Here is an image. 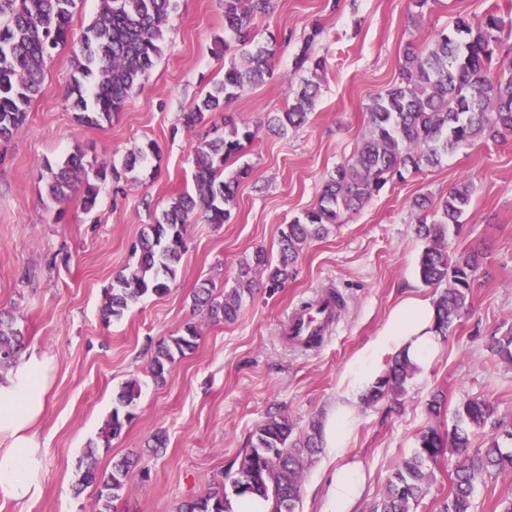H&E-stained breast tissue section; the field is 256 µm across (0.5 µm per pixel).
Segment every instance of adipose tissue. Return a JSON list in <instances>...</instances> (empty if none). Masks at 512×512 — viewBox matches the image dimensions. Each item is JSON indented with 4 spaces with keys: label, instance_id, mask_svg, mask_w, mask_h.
Segmentation results:
<instances>
[{
    "label": "adipose tissue",
    "instance_id": "adipose-tissue-1",
    "mask_svg": "<svg viewBox=\"0 0 512 512\" xmlns=\"http://www.w3.org/2000/svg\"><path fill=\"white\" fill-rule=\"evenodd\" d=\"M431 299L409 297L391 312L383 329L354 363L351 389L334 408L326 425V445L342 448L357 423L351 402L373 382L374 363L383 352L403 353L419 368L433 360L441 341L434 331ZM51 384L50 361L31 353L0 380V496L13 501L40 492L42 457L36 426L44 412ZM364 491L361 471L352 465L332 476L326 512H356Z\"/></svg>",
    "mask_w": 512,
    "mask_h": 512
}]
</instances>
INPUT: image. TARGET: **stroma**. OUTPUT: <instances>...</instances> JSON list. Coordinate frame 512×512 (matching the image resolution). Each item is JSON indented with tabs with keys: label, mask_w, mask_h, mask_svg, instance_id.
<instances>
[{
	"label": "stroma",
	"mask_w": 512,
	"mask_h": 512,
	"mask_svg": "<svg viewBox=\"0 0 512 512\" xmlns=\"http://www.w3.org/2000/svg\"><path fill=\"white\" fill-rule=\"evenodd\" d=\"M495 4L512 13V0H436L422 18L413 0H278L275 14L256 22L258 40L278 39L271 76L192 131L181 126V113L241 58L235 47L220 57L211 52L224 32L221 0H177L156 66L100 128L80 125L70 108L72 45L54 51L23 129L0 141V310L17 313L28 351L53 359L40 424V493L27 503L0 498V512H92L95 487L74 492L77 464L130 379L142 386L136 417L111 448L98 449L96 464L103 472L115 459L138 455L149 475L133 478L115 512H176L181 501L205 494L240 462L270 409L281 408L302 429L326 417L345 399L355 360L398 302L436 298L418 276L425 243L415 233L412 202L439 197L464 178L476 192L448 249L484 255L471 309L409 382L401 405L355 403L358 423L340 454L322 448L306 469L297 512H324L329 479L347 463L358 464L365 479L357 512H372L417 434L430 424L451 426L466 399H486L499 418L512 421V365L486 349L492 332L512 319V141L475 142L436 168L387 185L344 224L310 241L278 293L256 286L234 321L214 323L192 309L202 282L223 296L240 260L259 248L276 255L281 229L315 204L325 177L366 133L367 106L395 80L404 44L429 41L457 14ZM315 25L324 30L314 53L325 57L326 77L305 124L283 136L259 132L224 170H251L239 182L229 220L188 224L170 292L145 296L121 318L103 321L106 293L114 275L133 264L131 248L143 226L155 223L177 193L193 191L198 144L223 134L225 117L255 123L287 108L298 86L297 48ZM151 143L157 155L127 174L122 192L105 186L93 211L84 210L80 194L58 201L47 192L46 164L74 145L88 158L119 165ZM327 288L342 292L344 313L319 348L292 347L285 325L303 300ZM188 323L199 331L196 350L156 384L148 369L156 344ZM436 393L443 403L433 417L426 403ZM157 432L168 445L154 454L147 442Z\"/></svg>",
	"instance_id": "obj_1"
}]
</instances>
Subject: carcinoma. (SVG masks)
<instances>
[{"label": "carcinoma", "instance_id": "cac0c4a2", "mask_svg": "<svg viewBox=\"0 0 512 512\" xmlns=\"http://www.w3.org/2000/svg\"><path fill=\"white\" fill-rule=\"evenodd\" d=\"M77 0H0V140L13 138L26 122L28 111L41 93L52 51L72 36L71 22ZM276 0H224V34L214 37L212 53L222 55L234 42L243 49L242 61L224 68L223 80L181 115L191 130L208 123L224 104L262 84L270 76L277 40H255V20L273 14ZM175 0H98L97 11L83 30L74 52L70 107L79 123L101 127L112 122L162 52ZM322 29L313 26L294 58V71L304 73L294 102L275 112L263 125L227 124L224 136L198 146L194 159L195 192L173 198L154 224L140 233L132 252L136 262L119 273L108 291L102 315L119 319L146 295L167 294L176 280L184 251V234L200 216L222 224L236 205L238 180H224V163L251 143L261 127L284 135L301 126L314 106L325 62L312 53ZM512 37V20L493 6L480 14L459 16L451 30L443 29L424 45L409 42L400 56L394 83L372 99L369 128L352 157L336 166L323 181L317 201L302 217L281 231L277 260L257 250L239 261L234 285L219 299L214 289L201 285L193 292V307L213 322L231 321L245 297L252 295L256 277L274 294L292 277L294 264L305 245L328 234L361 210L389 182L421 173L441 164L448 154L475 142L512 139V71L493 69L496 53ZM145 159L139 150L117 167L88 161L80 147L56 166H48V190L63 198L82 189L84 208H95L102 185L120 182ZM96 168V182L86 178ZM474 186L465 179L437 199H414L417 233L425 241L418 261L421 282L440 289L435 304V332L447 336L468 311L474 276L481 264L477 252L448 254V238L458 233L469 211ZM488 351L512 364V321L498 328ZM198 330L187 324L182 332L161 340L151 357L149 372L158 383L170 374L176 359L197 347ZM24 336L9 312L0 313V378L19 363ZM419 368L396 355L363 396V404L385 399L400 403L406 385ZM141 389L125 382L106 418L98 442L80 459L79 485L97 488V512H112L132 475L126 457L112 463V471L98 472L96 448H109L134 417ZM480 449L470 453L477 437ZM323 425L312 420L296 434V423L281 411L268 413L253 430L230 482H221L205 495L182 502L177 512H232V498L258 493L271 500V512H296L304 472L321 447ZM512 424L496 416V407L482 399H467L454 413L451 428L430 426L417 436L416 446L388 479L374 512H414L427 495L434 471L454 453L448 496L439 512H474L476 483L500 474H512Z\"/></svg>", "mask_w": 512, "mask_h": 512}]
</instances>
